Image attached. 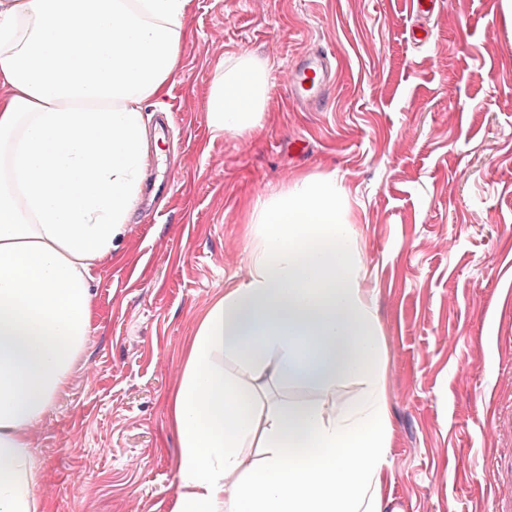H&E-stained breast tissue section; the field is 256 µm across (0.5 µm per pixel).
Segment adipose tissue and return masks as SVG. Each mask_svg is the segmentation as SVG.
<instances>
[{"label": "adipose tissue", "instance_id": "adipose-tissue-1", "mask_svg": "<svg viewBox=\"0 0 512 512\" xmlns=\"http://www.w3.org/2000/svg\"><path fill=\"white\" fill-rule=\"evenodd\" d=\"M193 6L0 0V512H51L31 431L96 318L92 269L140 203L143 112L168 106ZM270 71L249 53L216 65L212 137L262 128ZM247 218L249 275L202 317L170 400L171 512H383L386 358L336 176H296ZM283 379L359 390L339 410L269 404Z\"/></svg>", "mask_w": 512, "mask_h": 512}]
</instances>
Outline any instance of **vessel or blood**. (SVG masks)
Segmentation results:
<instances>
[{"label": "vessel or blood", "mask_w": 512, "mask_h": 512, "mask_svg": "<svg viewBox=\"0 0 512 512\" xmlns=\"http://www.w3.org/2000/svg\"><path fill=\"white\" fill-rule=\"evenodd\" d=\"M333 55L319 46H311L294 64L285 69L280 80L293 101L315 108L333 85Z\"/></svg>", "instance_id": "obj_1"}]
</instances>
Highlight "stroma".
Wrapping results in <instances>:
<instances>
[{"label":"stroma","mask_w":512,"mask_h":512,"mask_svg":"<svg viewBox=\"0 0 512 512\" xmlns=\"http://www.w3.org/2000/svg\"><path fill=\"white\" fill-rule=\"evenodd\" d=\"M408 0H195L173 124L146 108L138 209L92 271L97 318L66 388L32 430L52 512H170L180 464L168 398L211 304L249 272L245 200L335 174L364 254L388 373L386 512H491L512 494V438L476 405L500 386L512 418V15L440 0L428 42ZM318 44L338 61L303 110L272 83L263 127L212 138L215 64L249 52L273 72ZM282 404L347 405L356 386L277 382Z\"/></svg>","instance_id":"35a3bbf8"}]
</instances>
